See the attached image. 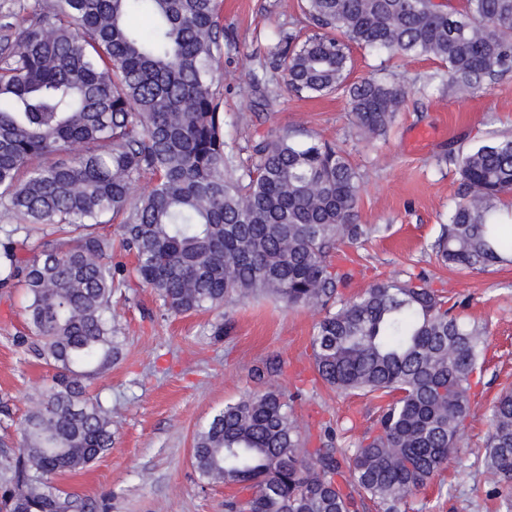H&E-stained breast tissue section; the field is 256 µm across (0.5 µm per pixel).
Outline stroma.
Listing matches in <instances>:
<instances>
[{"instance_id": "stroma-1", "label": "stroma", "mask_w": 512, "mask_h": 512, "mask_svg": "<svg viewBox=\"0 0 512 512\" xmlns=\"http://www.w3.org/2000/svg\"><path fill=\"white\" fill-rule=\"evenodd\" d=\"M224 49L214 87L224 113V140L248 163L255 142L287 134L335 144L362 176L355 223L368 233L344 246L356 274L344 296L372 282L422 273L456 310L485 324L488 348L473 377L475 398L463 452L401 512H499L481 465L491 407L512 389V264L467 275L439 262L433 244L448 222L460 181L447 160L492 137L512 135V71L472 95L449 92L446 67L427 57L387 59L352 47L350 82L373 77L404 85L409 96L385 138L368 140L350 124L344 93L304 98L274 68L276 30L312 35L296 0H219ZM267 105L257 106L259 96ZM121 359L95 388L112 402V449L85 469L61 477L65 489L93 501L98 512H224L229 487L202 481L192 463L197 432L228 402L254 389L255 367L282 362L277 385L301 387L308 399L301 424L332 422L350 448L373 426L382 402L336 393L317 381L310 340L316 312L271 298H252L216 311L164 313L148 288H119L112 297ZM27 332L19 290L0 287V432L14 427L51 374L17 341Z\"/></svg>"}]
</instances>
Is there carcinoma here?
<instances>
[{"label": "carcinoma", "mask_w": 512, "mask_h": 512, "mask_svg": "<svg viewBox=\"0 0 512 512\" xmlns=\"http://www.w3.org/2000/svg\"><path fill=\"white\" fill-rule=\"evenodd\" d=\"M319 32L278 35L274 55L289 88L343 91L365 137L387 133L405 103L400 84H348L350 45L390 57L434 58L456 94L512 70V0H301ZM0 21V287L24 290L30 335L53 370L19 423L22 448L0 461V512H92L58 478L114 443L112 405L93 390L122 351L112 295L135 283L168 314L270 295L317 310L314 369L344 394L390 398L352 448L328 426L316 448L295 415L298 394L267 379L195 437L193 466L209 482L240 485L227 512H382L415 497L453 459L471 415L472 377L486 327L453 314L424 280L381 279L343 298L352 274L333 267L368 232L352 223L361 176L341 150L286 135L263 138L251 163L226 150L213 89L221 55L218 0H38L14 30ZM80 144L76 155L69 146ZM46 158L45 165H34ZM460 176L433 249L464 272L512 263L498 203L512 194V137L448 152ZM146 184H141L142 179ZM121 218L135 264H112L97 230ZM39 226L72 239L29 258L16 236ZM484 473L512 512V389L491 411Z\"/></svg>", "instance_id": "obj_1"}]
</instances>
